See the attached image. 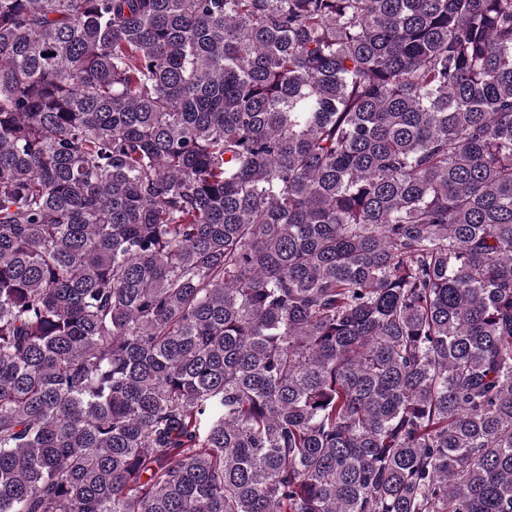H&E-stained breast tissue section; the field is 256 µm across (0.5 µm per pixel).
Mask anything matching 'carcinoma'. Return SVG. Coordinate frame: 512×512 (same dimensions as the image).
Returning <instances> with one entry per match:
<instances>
[{"mask_svg":"<svg viewBox=\"0 0 512 512\" xmlns=\"http://www.w3.org/2000/svg\"><path fill=\"white\" fill-rule=\"evenodd\" d=\"M0 512H512V0H0Z\"/></svg>","mask_w":512,"mask_h":512,"instance_id":"obj_1","label":"carcinoma"}]
</instances>
